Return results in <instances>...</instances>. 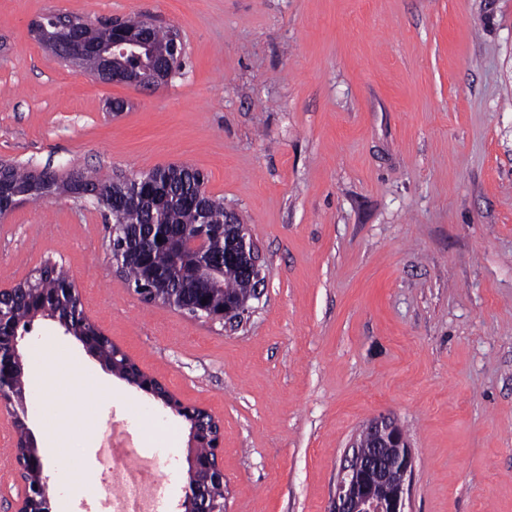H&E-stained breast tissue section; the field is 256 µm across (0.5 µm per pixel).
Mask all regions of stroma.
Here are the masks:
<instances>
[{"label":"stroma","instance_id":"stroma-1","mask_svg":"<svg viewBox=\"0 0 512 512\" xmlns=\"http://www.w3.org/2000/svg\"><path fill=\"white\" fill-rule=\"evenodd\" d=\"M54 12L176 28L183 68L144 91L95 81L31 31ZM124 103L122 112L113 101ZM0 161L108 179L201 170L268 276L235 330L144 302L93 201H26L0 219V287L63 263L84 315L176 399L224 426L226 512H328L359 432L385 417L414 459L410 512H512V0H0ZM30 383L68 409L51 500L100 512L112 486L82 432L122 420L183 512L190 425L112 378L57 322ZM0 401V512L24 483Z\"/></svg>","mask_w":512,"mask_h":512}]
</instances>
